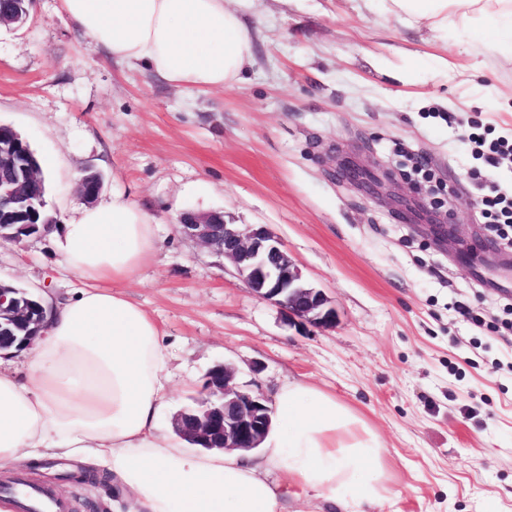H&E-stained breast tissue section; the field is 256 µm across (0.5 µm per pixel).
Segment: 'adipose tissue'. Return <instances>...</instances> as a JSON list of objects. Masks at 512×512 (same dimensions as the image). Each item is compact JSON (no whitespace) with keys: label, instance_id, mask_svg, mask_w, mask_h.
Listing matches in <instances>:
<instances>
[{"label":"adipose tissue","instance_id":"obj_1","mask_svg":"<svg viewBox=\"0 0 512 512\" xmlns=\"http://www.w3.org/2000/svg\"><path fill=\"white\" fill-rule=\"evenodd\" d=\"M230 0H59L74 29L109 56L182 90L240 80L252 45ZM384 17L444 34L482 27L512 50V0H377ZM153 216L123 194L85 207L57 246L88 280L48 301L25 377L0 369V470L40 454L90 451L127 491L115 512H285L318 503L363 512L391 495L374 430L350 406L300 380L276 395L261 454L189 450L165 431L167 358L154 319L122 290L155 249Z\"/></svg>","mask_w":512,"mask_h":512}]
</instances>
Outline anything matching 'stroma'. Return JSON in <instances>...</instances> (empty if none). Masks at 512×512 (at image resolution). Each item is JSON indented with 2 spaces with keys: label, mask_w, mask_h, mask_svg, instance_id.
Wrapping results in <instances>:
<instances>
[{
  "label": "stroma",
  "mask_w": 512,
  "mask_h": 512,
  "mask_svg": "<svg viewBox=\"0 0 512 512\" xmlns=\"http://www.w3.org/2000/svg\"><path fill=\"white\" fill-rule=\"evenodd\" d=\"M234 6L253 61L208 92L110 60L58 0H34L22 26L0 27V124L30 143L57 224L86 206L78 176L88 169L103 177L99 201L121 193L156 218V248L124 290L163 333L172 402L162 426L172 429L215 365L270 402L301 379L378 433L398 495L369 512H512V335L489 327L512 303V247L461 263L454 245L420 232L425 215L400 217L389 200L432 193L434 215L454 218L466 243L486 235L480 185L512 194V161L482 164L468 135L476 122L512 139V58L462 29L441 38L383 19L363 0ZM411 152L430 179L413 173ZM340 153L382 177L379 197L339 178ZM185 210L271 228L330 297L335 326L287 321L223 256L180 233ZM0 280L56 301L84 285L48 233L0 240ZM96 468L57 457L19 474L60 491L68 512H111L117 484L60 477Z\"/></svg>",
  "instance_id": "obj_1"
}]
</instances>
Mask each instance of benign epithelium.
<instances>
[{
	"mask_svg": "<svg viewBox=\"0 0 512 512\" xmlns=\"http://www.w3.org/2000/svg\"><path fill=\"white\" fill-rule=\"evenodd\" d=\"M0 165L20 171V177L0 186V195L26 199L28 185L36 178L34 167L0 146ZM341 180L367 194L374 193L363 181V171L350 156L337 160ZM181 232L210 248L231 263L247 287L259 298L277 306L290 321L327 328L336 323L329 297L312 286L288 256L282 241L263 225L242 229L226 222L218 212L185 211L179 217ZM46 319L43 301L17 298L0 288V330L19 323L31 325L20 340L19 350L32 346ZM204 397L198 407L181 409L173 419L174 430L193 444L207 449L251 451L260 447L272 422V408L265 399L236 382V370L218 364L205 375Z\"/></svg>",
	"mask_w": 512,
	"mask_h": 512,
	"instance_id": "7a95c632",
	"label": "benign epithelium"
}]
</instances>
